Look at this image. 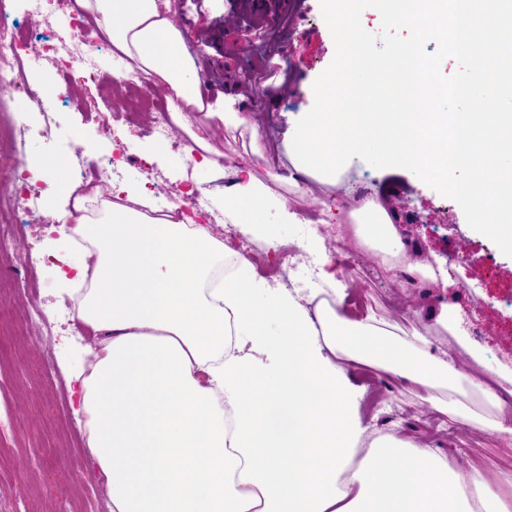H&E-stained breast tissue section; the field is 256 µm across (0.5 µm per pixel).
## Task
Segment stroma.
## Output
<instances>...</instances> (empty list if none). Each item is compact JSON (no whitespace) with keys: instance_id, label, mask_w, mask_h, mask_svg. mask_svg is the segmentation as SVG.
I'll return each instance as SVG.
<instances>
[{"instance_id":"35a3bbf8","label":"stroma","mask_w":512,"mask_h":512,"mask_svg":"<svg viewBox=\"0 0 512 512\" xmlns=\"http://www.w3.org/2000/svg\"><path fill=\"white\" fill-rule=\"evenodd\" d=\"M294 2L280 23L267 30L242 24L243 0H173L176 19L202 76L216 88L229 82L246 91L263 135L278 147L269 160L246 156L242 137L224 128L210 138L221 152L217 166L199 169L187 164L170 143L161 158L146 162L158 142L148 122L121 119L112 98L103 95L93 81L85 82L76 98L61 103L56 119L62 138L38 133L29 138L25 159L39 167L35 186L47 195L48 205L26 240L48 257L36 273L38 299L60 328L49 342L34 336L20 311L28 279L16 275L13 268H0V308L12 314L5 335H0V445L5 448L0 456V512H70L78 497L95 502V512H111L105 477L89 464L85 420L56 394L57 388L68 387L70 369L79 367L75 349L84 343L66 324V283L51 257L53 245L67 232L58 223L56 211L62 204L71 158L78 151L108 157L115 145H122L143 159L144 166L122 167L120 182H142L158 214L167 213L192 183L206 189L216 205L208 223H230L222 203L236 168L250 164L262 178L287 174L291 162L284 140L289 122L313 107L307 88L335 55L320 0ZM101 112L113 120L112 132L99 125ZM48 159L56 160L57 168H44ZM275 190L287 199L289 208L300 213L310 210L319 217L326 206L353 210L362 199L372 197L397 206V227L404 240L416 247L410 263L442 268L451 287L429 282L409 285L401 277L387 278L374 263L372 252L359 250L353 240L346 247L359 250L358 262L352 268L336 269L349 292L369 281L374 308L406 331L430 329V309L440 302L456 305L466 334L484 350L483 364L473 363L452 337L437 336L433 342L445 359L473 379H480L487 369L502 367L504 357L512 356V257L473 230L454 200L411 171L388 173L360 159L352 160L320 199L285 185H276ZM352 375L363 387L378 384L384 390L383 406L364 418L370 430L440 449L463 472L479 475L493 494L512 504V443L464 426L449 427L447 417L425 407L402 380L359 366Z\"/></svg>"}]
</instances>
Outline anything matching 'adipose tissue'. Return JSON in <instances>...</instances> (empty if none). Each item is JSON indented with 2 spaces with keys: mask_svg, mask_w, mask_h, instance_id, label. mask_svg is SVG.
Here are the masks:
<instances>
[{
  "mask_svg": "<svg viewBox=\"0 0 512 512\" xmlns=\"http://www.w3.org/2000/svg\"><path fill=\"white\" fill-rule=\"evenodd\" d=\"M78 3L126 70L165 92L198 149L214 154L206 133L222 126L265 156L243 93L202 87L171 0ZM275 200L248 169L224 210L278 250L284 240L263 221ZM86 203L76 198L58 219L86 243L76 317L94 340L82 346L87 368L74 379L112 512H506L437 449L370 431L351 368L403 379L450 422L511 440L512 370L479 385L475 410L464 400L468 376L429 337L373 310L350 317L335 274L323 275L327 301L265 287L244 257L224 276V244L209 225L107 200L96 220ZM335 219L353 223L359 244L396 276L410 247L391 209L369 200ZM259 350L270 362L256 359Z\"/></svg>",
  "mask_w": 512,
  "mask_h": 512,
  "instance_id": "adipose-tissue-1",
  "label": "adipose tissue"
}]
</instances>
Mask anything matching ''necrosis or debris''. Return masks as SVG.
I'll return each mask as SVG.
<instances>
[{"mask_svg": "<svg viewBox=\"0 0 512 512\" xmlns=\"http://www.w3.org/2000/svg\"><path fill=\"white\" fill-rule=\"evenodd\" d=\"M65 6L71 36L56 35L45 40L36 34H20L12 10L5 0H0V80L25 94L20 103L11 97H0V116L7 120L12 151L18 158L23 156L32 133L27 119L29 113H39L43 136H55L59 129L55 102L40 98L30 89L27 64L31 58L40 56L48 60L62 76L65 92L70 93L85 81L99 80L96 55L111 46L110 41L75 7L73 0H66ZM118 85L122 109L130 116L147 118L157 135L172 137L173 122L159 93L145 87L141 76L135 73L125 74ZM70 171L73 181L87 193L110 190L115 175L114 161L110 158L89 161L80 156L73 161ZM44 207V198L31 190L24 180L17 185L14 195L5 204H0V224L9 227L13 239L18 242L12 254V265L29 274L37 271L43 258L32 245L25 243V230Z\"/></svg>", "mask_w": 512, "mask_h": 512, "instance_id": "1", "label": "necrosis or debris"}]
</instances>
